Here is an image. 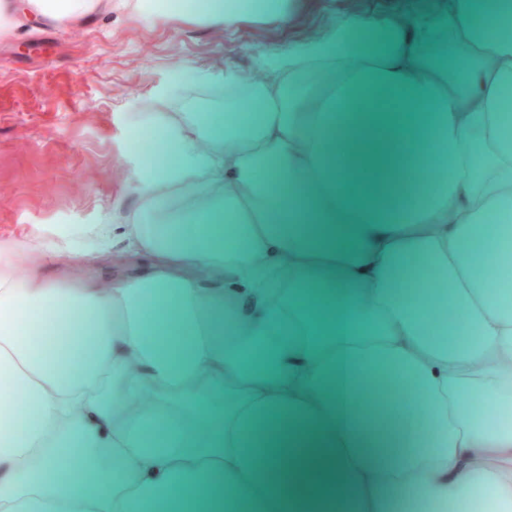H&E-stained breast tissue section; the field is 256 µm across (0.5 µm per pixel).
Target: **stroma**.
<instances>
[{
  "label": "stroma",
  "instance_id": "obj_1",
  "mask_svg": "<svg viewBox=\"0 0 512 512\" xmlns=\"http://www.w3.org/2000/svg\"><path fill=\"white\" fill-rule=\"evenodd\" d=\"M417 0H309L276 25L221 28L176 14H92L66 27L26 19L0 38V235L30 224L101 223L136 206L126 190L146 149L129 146L134 114L165 90L168 111L200 100L212 118L223 99L200 83L225 66L254 76L260 55L320 35L352 10L403 12Z\"/></svg>",
  "mask_w": 512,
  "mask_h": 512
}]
</instances>
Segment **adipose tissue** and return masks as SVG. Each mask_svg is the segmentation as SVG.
Instances as JSON below:
<instances>
[{"label": "adipose tissue", "instance_id": "obj_1", "mask_svg": "<svg viewBox=\"0 0 512 512\" xmlns=\"http://www.w3.org/2000/svg\"><path fill=\"white\" fill-rule=\"evenodd\" d=\"M116 5L146 13L0 0V35ZM257 64L213 82L223 121L140 113L124 223L0 238V512H512V0L352 11ZM115 248L144 272H42Z\"/></svg>", "mask_w": 512, "mask_h": 512}]
</instances>
